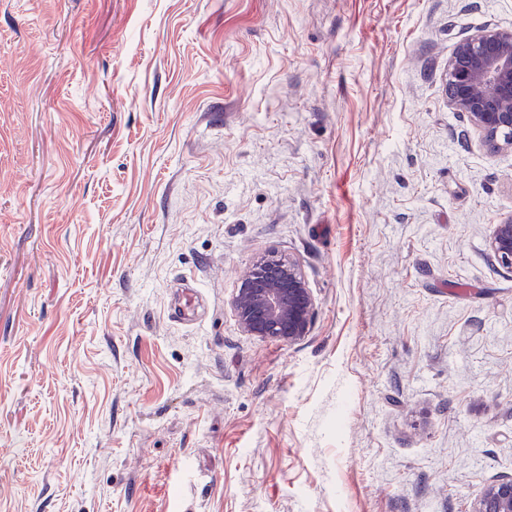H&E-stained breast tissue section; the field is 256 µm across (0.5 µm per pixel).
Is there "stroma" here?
<instances>
[{
	"instance_id": "obj_1",
	"label": "stroma",
	"mask_w": 512,
	"mask_h": 512,
	"mask_svg": "<svg viewBox=\"0 0 512 512\" xmlns=\"http://www.w3.org/2000/svg\"><path fill=\"white\" fill-rule=\"evenodd\" d=\"M512 0H0V512H471L512 477ZM308 336L243 334L267 251ZM449 105L464 112L490 153L512 151V27L462 39L445 74ZM487 246L499 263L512 269V216L494 224Z\"/></svg>"
}]
</instances>
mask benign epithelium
Returning a JSON list of instances; mask_svg holds the SVG:
<instances>
[{
	"label": "benign epithelium",
	"instance_id": "benign-epithelium-1",
	"mask_svg": "<svg viewBox=\"0 0 512 512\" xmlns=\"http://www.w3.org/2000/svg\"><path fill=\"white\" fill-rule=\"evenodd\" d=\"M445 83L449 105L468 116L484 148L512 151V27L487 26L462 39ZM487 246L512 269V215L493 225ZM230 306L242 333L289 344L308 335L315 314L299 264L275 253L252 265ZM472 512H512V478L487 485Z\"/></svg>",
	"mask_w": 512,
	"mask_h": 512
}]
</instances>
